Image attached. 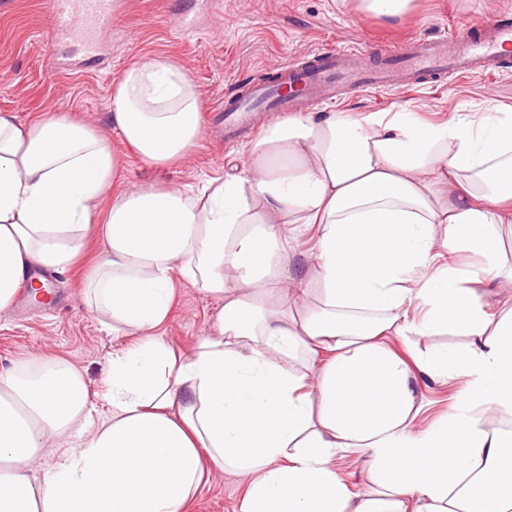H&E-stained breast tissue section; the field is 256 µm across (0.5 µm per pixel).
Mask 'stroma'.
Returning a JSON list of instances; mask_svg holds the SVG:
<instances>
[{
    "instance_id": "obj_1",
    "label": "stroma",
    "mask_w": 512,
    "mask_h": 512,
    "mask_svg": "<svg viewBox=\"0 0 512 512\" xmlns=\"http://www.w3.org/2000/svg\"><path fill=\"white\" fill-rule=\"evenodd\" d=\"M506 13L512 14V0H420L418 15L404 21L358 15L351 0H124L112 21L107 60L82 65L67 47L55 44L44 0H0V111L24 122L48 110L66 112L106 131L126 185L157 181L199 188L247 162L245 143L224 140L222 106L239 85L262 79L273 65L336 46L385 49L415 37L457 35L475 20ZM151 55L181 66L203 105L199 145L182 163L161 172L123 148L107 122L114 83L126 67ZM51 69L56 75L50 80ZM489 97L512 107V66L493 75L449 76L439 86L347 94L305 109L317 116L407 109L438 121L451 112L479 113ZM49 278L53 297L48 304L33 306L22 291L11 308L0 312V371L33 355L68 362L85 378L89 415L84 426L91 430L109 415L106 371L129 340L113 335L106 318L86 303L83 267L53 271ZM219 308V301L176 282L172 311L159 334L173 347L190 351L212 334ZM462 387L459 379L423 386L415 428L444 415ZM247 483L242 476L209 472L189 512H238Z\"/></svg>"
}]
</instances>
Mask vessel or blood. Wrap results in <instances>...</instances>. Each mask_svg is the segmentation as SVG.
Returning <instances> with one entry per match:
<instances>
[{
    "label": "vessel or blood",
    "mask_w": 512,
    "mask_h": 512,
    "mask_svg": "<svg viewBox=\"0 0 512 512\" xmlns=\"http://www.w3.org/2000/svg\"><path fill=\"white\" fill-rule=\"evenodd\" d=\"M119 6L120 0H48L56 37L77 43L87 59L102 58ZM451 41L443 33L412 39L393 52L347 47L320 51L306 62L277 66L271 80L238 88L224 110L238 124L250 126L259 112L283 115L304 103L331 101L354 91L405 89L442 81L451 73L495 70L503 67V51L512 46V21L472 24L454 51L448 48Z\"/></svg>",
    "instance_id": "obj_1"
}]
</instances>
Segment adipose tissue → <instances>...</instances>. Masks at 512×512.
Wrapping results in <instances>:
<instances>
[{
    "label": "adipose tissue",
    "instance_id": "ef3b65f1",
    "mask_svg": "<svg viewBox=\"0 0 512 512\" xmlns=\"http://www.w3.org/2000/svg\"><path fill=\"white\" fill-rule=\"evenodd\" d=\"M108 123L149 166L204 134L185 72L157 55L114 86ZM512 227V109L291 112L249 161L193 192L121 186L110 141L63 112H0V311L35 269L90 258L91 305L137 342L113 355L106 421L42 482L30 467L80 426L82 373L30 357L0 373V512H186L209 471L250 476L239 512H512V308L484 291ZM306 264L291 244L307 233ZM181 278L223 306L191 352L157 337ZM469 336L406 360L394 336ZM464 378L418 432L426 381ZM366 452L369 488L333 467Z\"/></svg>",
    "mask_w": 512,
    "mask_h": 512
}]
</instances>
